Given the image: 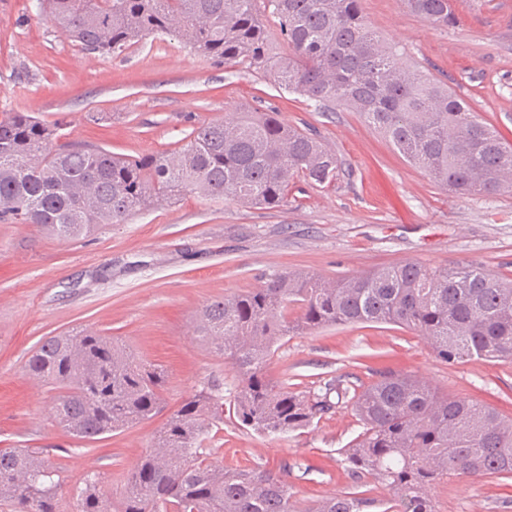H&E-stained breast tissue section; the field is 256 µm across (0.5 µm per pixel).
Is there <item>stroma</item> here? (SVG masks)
<instances>
[{
  "mask_svg": "<svg viewBox=\"0 0 512 512\" xmlns=\"http://www.w3.org/2000/svg\"><path fill=\"white\" fill-rule=\"evenodd\" d=\"M37 4L0 0V115L30 112L62 122L72 140L141 156L178 150L194 125L260 101L317 133L342 162L335 185L296 181L272 209L187 194L76 240L0 223V450L46 451L64 472V512H74L73 488L95 473L105 497L118 501L142 452L185 399L211 380L232 391L230 364L193 331L208 301L285 269L339 279L411 260L512 278V193L450 195L359 114L319 110L260 73L204 60L170 35L119 54L85 53L39 17ZM362 8L409 64L447 83L512 143V0H457V22L447 28L413 15L403 0H363ZM84 328L166 369L164 404L151 419L96 440L57 427V391L31 378L25 363L42 338ZM384 368L512 417V363L448 365L418 332L392 324L287 337L268 373L316 391L336 378L367 384ZM361 430L343 407L308 428L271 435L228 413L204 446L210 461L273 469L310 503L352 491L340 451ZM434 498L438 512H512V479L457 478L436 486Z\"/></svg>",
  "mask_w": 512,
  "mask_h": 512,
  "instance_id": "1",
  "label": "stroma"
}]
</instances>
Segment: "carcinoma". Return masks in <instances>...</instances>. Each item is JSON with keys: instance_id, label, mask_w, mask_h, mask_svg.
Instances as JSON below:
<instances>
[{"instance_id": "carcinoma-1", "label": "carcinoma", "mask_w": 512, "mask_h": 512, "mask_svg": "<svg viewBox=\"0 0 512 512\" xmlns=\"http://www.w3.org/2000/svg\"><path fill=\"white\" fill-rule=\"evenodd\" d=\"M362 0H41L46 20L89 53H122L150 35L172 34L213 62L259 70L279 88L326 108L359 113L407 163L459 196L512 192V144L441 80L401 61L365 21ZM431 25L457 21L456 0H404ZM277 19L288 52L271 46L264 18ZM342 162L312 133L275 112L246 109L194 127L179 150L117 156L66 140L63 125L29 112L0 117V223L33 224L76 239L124 224L185 193L274 207L296 177L336 183ZM393 324L415 330L436 357L512 360V279L480 266L413 261L336 281L305 271L267 275L251 290L207 302L197 332L230 361V404L243 427L284 434L339 406L362 431L343 449L361 492L298 501L265 467L206 460L203 441L224 416L220 384L185 400L154 437L117 505L103 477L75 488L76 512H438L433 490L454 476L512 478V418L388 369L367 386L334 379L317 392L272 380L267 366L288 336L337 325ZM29 376L60 389L54 406L66 433L95 440L150 419L167 379L107 336L81 329L43 338ZM65 481L50 458L0 450V503L12 512H61ZM387 494H372L370 486Z\"/></svg>"}]
</instances>
